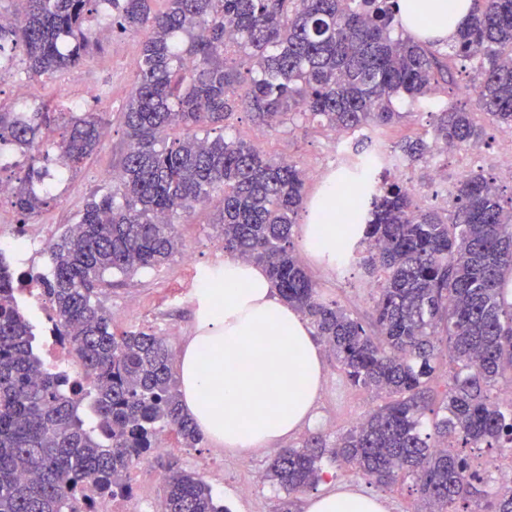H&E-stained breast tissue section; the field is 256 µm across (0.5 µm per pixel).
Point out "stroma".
Wrapping results in <instances>:
<instances>
[{
  "label": "stroma",
  "mask_w": 512,
  "mask_h": 512,
  "mask_svg": "<svg viewBox=\"0 0 512 512\" xmlns=\"http://www.w3.org/2000/svg\"><path fill=\"white\" fill-rule=\"evenodd\" d=\"M141 38L137 35L111 34L100 40L83 65L61 71L52 78L35 80L38 97L53 100L59 112L81 110L107 113L109 125L91 159L61 185L56 203L43 210L41 223L52 225L54 235L63 234L78 216L92 194L99 191L106 179L115 173L126 149L121 125V110L136 81L137 67L132 60L139 55ZM397 111L407 112L402 124L365 131L363 138L347 136L344 157L373 152L393 153L403 138L424 134L432 129L436 115L424 108L407 111L404 103H396ZM473 118L484 130L480 142L470 145L475 160L473 170L495 176L500 168V147L503 132L489 122L480 111ZM234 135L253 143L274 159L290 158L308 169L326 170L332 164L329 143L333 137L327 127L310 119H299L271 130L254 120L252 113L241 110L230 120ZM458 160L439 152H431L418 163L405 164L404 173L420 202L428 207L450 210L454 207L452 192L458 181ZM213 206L200 208L189 222L180 224L178 233L184 249L194 256L192 264L181 257L159 269L112 279L111 287L103 289L100 300L112 314L114 325L121 330L147 328L163 336L171 349L184 345L195 329V288L199 273L223 263L221 242L212 227ZM306 213H299L292 229L295 249L302 252V226ZM301 260L318 285L324 301H333L357 317L365 326L374 321V296L377 277L367 274L356 259H348L334 268L303 254ZM325 373L317 402L314 425L288 437L289 446H301L312 435L334 441L336 436L362 421L376 406L371 394L352 387L332 355H325ZM278 445L254 451L246 457L217 453L211 441L195 448L172 446L167 452L144 458L138 473L166 471L168 465L197 473L212 488L214 495L230 512H305L307 493L288 496L271 482H264L252 495H242L240 487L252 472L266 471ZM345 486L365 489L380 496L386 512H419L422 502L412 479L383 485L368 482L355 471L325 464L324 478L317 493Z\"/></svg>",
  "instance_id": "1"
}]
</instances>
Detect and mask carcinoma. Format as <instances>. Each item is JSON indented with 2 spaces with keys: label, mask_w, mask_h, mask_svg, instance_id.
I'll use <instances>...</instances> for the list:
<instances>
[{
  "label": "carcinoma",
  "mask_w": 512,
  "mask_h": 512,
  "mask_svg": "<svg viewBox=\"0 0 512 512\" xmlns=\"http://www.w3.org/2000/svg\"><path fill=\"white\" fill-rule=\"evenodd\" d=\"M16 24L0 28V55L22 52L28 73L50 78L83 63L96 44L90 19L102 12L123 34L144 29L139 73L121 123L127 150L118 171L76 223L47 251L40 284L63 335L92 380L66 387L46 367L31 320L16 301L14 273L0 256V512H64L88 482L98 494L127 478L170 427L183 448L203 435L182 410L172 349L143 328L114 330L99 299L110 274L162 267L179 252L177 224L220 200L213 226L224 252L262 264L278 295L295 307L354 386L389 397L336 443L319 437L285 448L265 478L288 495L314 489L323 459L380 484L412 477L432 512H512V484L484 489L483 471L448 443L512 448V405L498 397L512 380V206L493 178L458 182L451 216L417 205L411 188L377 168H353L368 214L363 264L383 273L375 331L319 298L295 254L292 228L304 205L297 162L267 157L233 139L227 121L244 106L276 127L300 115L354 134L402 122L393 101L430 105L446 65L434 42L412 35L398 0H13ZM448 56L478 62L474 104L512 132V0H472ZM104 112H53L41 104L23 117L0 103V143L28 158L14 178L19 223L58 198L55 179L97 150ZM465 107L439 110L437 144L482 139ZM420 161L417 137L398 145ZM444 413L422 428L429 384L443 357ZM162 512H230L196 473L172 470Z\"/></svg>",
  "instance_id": "obj_1"
}]
</instances>
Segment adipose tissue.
<instances>
[{"label":"adipose tissue","mask_w":512,"mask_h":512,"mask_svg":"<svg viewBox=\"0 0 512 512\" xmlns=\"http://www.w3.org/2000/svg\"><path fill=\"white\" fill-rule=\"evenodd\" d=\"M404 21L424 20L432 39L450 38L470 0H399ZM341 186L327 180L309 209L302 240L328 265L343 259L357 225L337 212ZM196 328L177 363L182 406L225 451L245 456L287 439L314 416L323 378L309 322L279 297L266 268L225 259L198 278ZM306 512H384L377 496L340 487L309 498Z\"/></svg>","instance_id":"adipose-tissue-1"}]
</instances>
